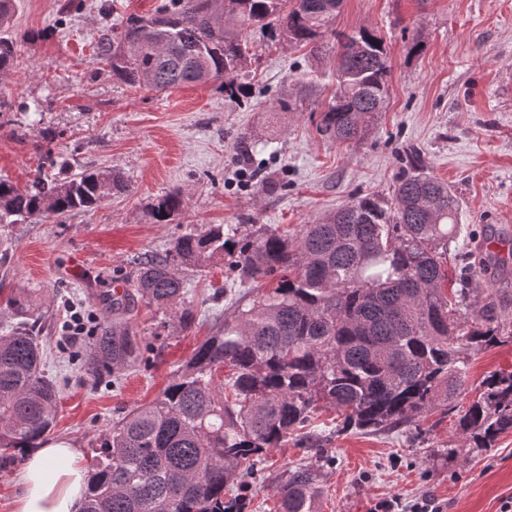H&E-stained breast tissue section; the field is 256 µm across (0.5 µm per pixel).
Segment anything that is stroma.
I'll list each match as a JSON object with an SVG mask.
<instances>
[{
	"label": "stroma",
	"instance_id": "1",
	"mask_svg": "<svg viewBox=\"0 0 512 512\" xmlns=\"http://www.w3.org/2000/svg\"><path fill=\"white\" fill-rule=\"evenodd\" d=\"M15 0L4 32L16 39L12 69L0 74V177L25 185L46 149L70 174L88 168L122 174L129 192L92 210L0 226V328L13 324L8 299L40 289L45 373L59 391L50 439L68 440L91 460L103 435L134 407L154 400L209 336L222 330L254 295L253 283L230 286L229 262L181 269L184 308L136 303L121 315L148 346L120 382L90 381L83 357L90 337L69 344L73 312L105 321L102 297L115 281L131 285L136 263L159 255L183 234L209 224L255 238L260 226L297 230L359 197H390L405 153L420 151L426 172L448 183L460 209V232L449 266L482 257L487 272L472 281V301L496 300L507 339L469 350L457 407L484 391L497 372H512V0H344L334 28L366 25L387 48L389 100L369 134L355 144L323 139L316 130L336 80L326 59L306 48L267 46L261 34L257 76L248 98L225 96L217 84L167 92L113 79L94 59L99 37L131 15L153 13L161 0ZM421 54H411L415 40ZM308 88L293 109L295 85ZM42 101L43 111L18 105ZM250 158L239 161L241 145ZM183 189L186 207L168 224L150 223L157 197ZM83 267L59 275L73 258ZM319 448L288 440L269 449L248 492L246 512H276L275 480L289 468L320 471L318 512H372L383 499L428 495L445 512H500L512 497V431L493 447L476 448L455 411L424 414L418 427L366 432L343 425L334 409L320 412Z\"/></svg>",
	"mask_w": 512,
	"mask_h": 512
}]
</instances>
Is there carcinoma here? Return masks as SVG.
<instances>
[{
    "label": "carcinoma",
    "instance_id": "cac0c4a2",
    "mask_svg": "<svg viewBox=\"0 0 512 512\" xmlns=\"http://www.w3.org/2000/svg\"><path fill=\"white\" fill-rule=\"evenodd\" d=\"M343 0H164L154 14L130 17L104 34L96 59L112 76L166 92L221 81L234 98L249 95V32L311 47L330 59L336 93L319 113L318 133L350 143L366 135L389 92L382 38L362 25L336 35ZM15 44L0 36V71L13 65ZM128 185L110 170L87 169L19 187L0 178V224L94 208ZM185 208V194L157 198L147 212L167 224ZM459 202L448 183L423 173L416 153L391 201L364 196L296 234L275 230L240 243L236 229L214 224L177 238L162 255L138 262L134 292L105 298V311L138 301L165 310L187 294L181 268L233 257L239 283L271 281L224 329L208 337L149 404L112 426L94 456L81 512H242L246 478L270 448L304 432L321 407L346 426L375 432L405 426L457 397L467 351L502 343L497 309L470 308L471 279L448 285V246L457 237ZM39 290L9 299L22 321L0 334V466L35 448L53 426L57 388L42 368L37 324ZM143 341L108 321L83 366L96 380L135 365ZM229 369L225 376L224 369ZM483 394L458 413L476 448H490L512 430V373L493 374ZM278 512H317L318 474L287 470L277 485Z\"/></svg>",
    "mask_w": 512,
    "mask_h": 512
}]
</instances>
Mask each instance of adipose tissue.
<instances>
[{
	"instance_id": "obj_1",
	"label": "adipose tissue",
	"mask_w": 512,
	"mask_h": 512,
	"mask_svg": "<svg viewBox=\"0 0 512 512\" xmlns=\"http://www.w3.org/2000/svg\"><path fill=\"white\" fill-rule=\"evenodd\" d=\"M88 476L82 455L64 439L30 450L13 512H80Z\"/></svg>"
}]
</instances>
